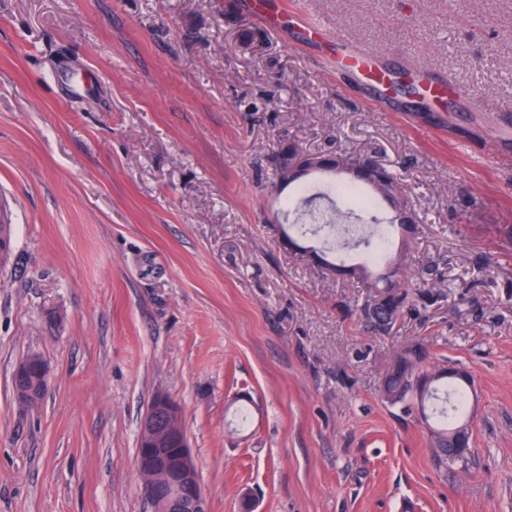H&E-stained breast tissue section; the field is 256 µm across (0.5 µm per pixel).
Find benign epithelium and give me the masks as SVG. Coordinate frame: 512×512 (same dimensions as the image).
Returning <instances> with one entry per match:
<instances>
[{"label":"benign epithelium","mask_w":512,"mask_h":512,"mask_svg":"<svg viewBox=\"0 0 512 512\" xmlns=\"http://www.w3.org/2000/svg\"><path fill=\"white\" fill-rule=\"evenodd\" d=\"M330 159L318 155L279 156L276 165L283 179L301 178ZM14 379L20 405L31 403L46 383L43 362L35 357L22 361ZM140 448L136 458L142 490L155 512H208L200 477L182 426L181 408L163 393L151 400L138 429Z\"/></svg>","instance_id":"benign-epithelium-1"}]
</instances>
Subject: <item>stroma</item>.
Here are the masks:
<instances>
[{
	"mask_svg": "<svg viewBox=\"0 0 512 512\" xmlns=\"http://www.w3.org/2000/svg\"><path fill=\"white\" fill-rule=\"evenodd\" d=\"M278 2L272 28L253 0H0V512H154L136 456L159 392L209 512L246 492L253 512H512V0H309L380 66L453 82L442 123ZM288 140L397 166L420 218L401 271L438 265L425 314L373 334L364 289L289 255L270 185ZM417 339L474 379L446 466L416 402L378 396ZM32 354L46 384L22 408ZM305 29L310 38L326 42L331 52L336 51V57L340 58L343 65L350 70L369 80L381 93H386L391 84L390 75L382 70L377 62L376 53L364 46L344 47V39L336 33L324 21L306 18Z\"/></svg>",
	"mask_w": 512,
	"mask_h": 512,
	"instance_id": "stroma-1",
	"label": "stroma"
}]
</instances>
